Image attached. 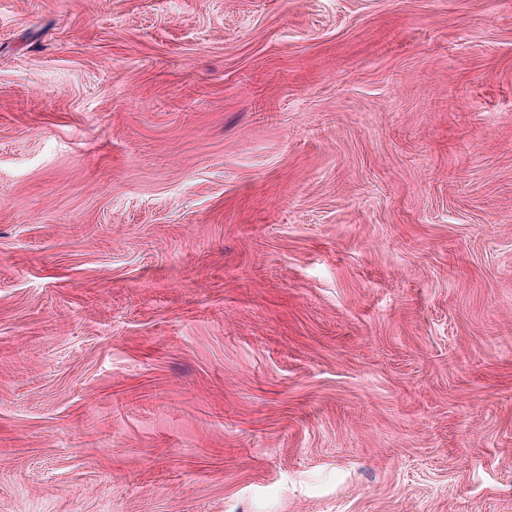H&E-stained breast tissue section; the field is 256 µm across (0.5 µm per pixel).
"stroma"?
I'll use <instances>...</instances> for the list:
<instances>
[{
  "label": "stroma",
  "instance_id": "stroma-1",
  "mask_svg": "<svg viewBox=\"0 0 512 512\" xmlns=\"http://www.w3.org/2000/svg\"><path fill=\"white\" fill-rule=\"evenodd\" d=\"M0 512H512V0H0Z\"/></svg>",
  "mask_w": 512,
  "mask_h": 512
}]
</instances>
